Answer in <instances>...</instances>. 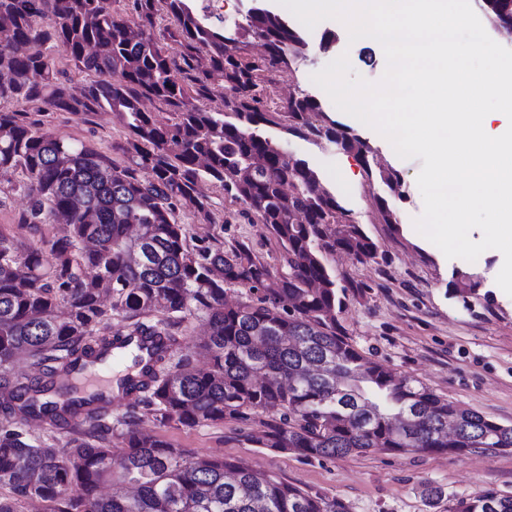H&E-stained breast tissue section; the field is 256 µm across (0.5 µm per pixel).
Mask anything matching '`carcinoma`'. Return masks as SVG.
<instances>
[{"label":"carcinoma","mask_w":512,"mask_h":512,"mask_svg":"<svg viewBox=\"0 0 512 512\" xmlns=\"http://www.w3.org/2000/svg\"><path fill=\"white\" fill-rule=\"evenodd\" d=\"M496 27H512V0H483ZM149 26L152 33L136 30ZM232 44L227 48L226 44ZM307 43L258 8L233 32L206 23L190 0H0V174L19 173L22 223L61 231L25 252L0 234V412L57 425L79 419L70 448L34 445L0 426V512L48 504V512H345L277 474L225 458L190 456L141 429L232 421L237 435L305 460L369 450L463 455L512 449V426L462 409L415 379L364 357L341 329L344 291L327 256L376 261L378 246L300 158L284 160L262 126L354 155L367 173L371 148L301 92L283 103L277 77ZM56 48L90 81L78 94L60 79ZM224 96V111L198 102ZM148 98L167 107L147 112ZM68 114L110 112L127 130L120 166L101 148L26 122L22 106ZM390 191L393 167L378 169ZM209 182L244 206L279 246L275 269L235 238L197 239L177 221L214 222ZM230 291L239 299L228 304ZM208 336L183 351L191 320ZM151 346L138 377L112 396L69 392L71 374L116 342ZM25 357L40 376L7 366ZM126 450L112 455V436ZM120 474L112 495L98 488ZM452 512H512V495L488 489Z\"/></svg>","instance_id":"cac0c4a2"}]
</instances>
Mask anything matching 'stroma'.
<instances>
[{
	"label": "stroma",
	"instance_id": "stroma-1",
	"mask_svg": "<svg viewBox=\"0 0 512 512\" xmlns=\"http://www.w3.org/2000/svg\"><path fill=\"white\" fill-rule=\"evenodd\" d=\"M193 3L210 23L229 29L243 21L249 8L267 7L270 0ZM330 33L335 34V42L322 47ZM302 35L308 50L292 73L278 77V98L285 100L300 92L312 95L330 118L355 128L367 140L374 163L398 169L404 179L400 193H391L379 178L368 177L359 160L335 144H315L275 128L269 131L289 155L306 160L316 170L322 184L336 193L378 246V257L370 263L340 254L328 259L337 285L346 290L345 306L337 314L341 328L360 353L397 376L417 379L457 406L512 425V296L496 283L502 254L487 250L473 262L446 258L414 227L423 212L416 182L422 160L393 154L383 136L337 109L313 82L314 73L342 55L367 81L380 80L386 69L381 45L350 42L332 19L303 30ZM46 121L55 132L91 142L123 162L113 146L123 139L124 130L111 113H57ZM205 191L212 198L215 221L208 224L182 214L179 221L191 234L205 237L221 232L249 242L266 259H274V242L264 225L239 216L238 204L218 187L209 184ZM381 197L398 215V225L378 223ZM26 208L24 194L0 179V231L12 236L23 250L35 246L40 236L59 231L54 224L43 225L37 232L23 226L20 217ZM459 270L479 275L476 293L464 298L452 295ZM143 425L189 455L224 457L276 473L310 493L339 499L346 512H448L457 500L489 489L512 495V450L478 449L464 455L371 451L307 461L241 440L229 423L185 429L158 426L147 419ZM432 488L439 490V499L429 498Z\"/></svg>",
	"mask_w": 512,
	"mask_h": 512
}]
</instances>
